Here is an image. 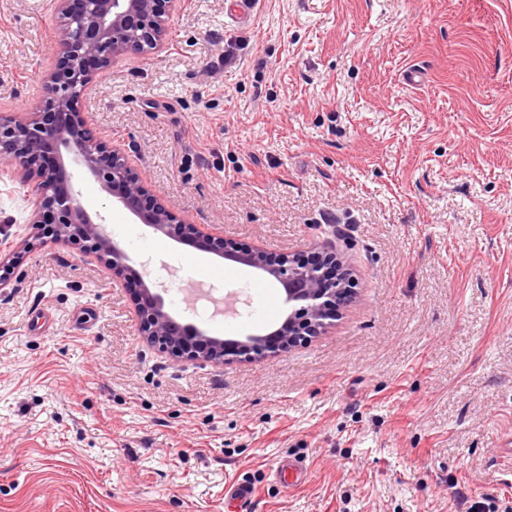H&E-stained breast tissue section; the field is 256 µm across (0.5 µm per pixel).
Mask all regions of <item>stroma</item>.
I'll use <instances>...</instances> for the list:
<instances>
[{"label": "stroma", "instance_id": "1", "mask_svg": "<svg viewBox=\"0 0 512 512\" xmlns=\"http://www.w3.org/2000/svg\"><path fill=\"white\" fill-rule=\"evenodd\" d=\"M57 24L53 0H0V114L40 104ZM167 29L76 111L171 211L335 253L350 298L286 352L183 364L78 246L25 255L0 291V512H227L238 483L246 512H512V0H185ZM80 189L152 279L193 278L191 247ZM28 191L0 178L15 239ZM206 281L249 291L241 320L167 308L214 336L283 299L249 270Z\"/></svg>", "mask_w": 512, "mask_h": 512}]
</instances>
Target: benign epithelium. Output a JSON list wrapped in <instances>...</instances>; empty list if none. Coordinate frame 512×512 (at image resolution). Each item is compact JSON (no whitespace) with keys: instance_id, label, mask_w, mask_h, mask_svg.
I'll return each instance as SVG.
<instances>
[{"instance_id":"obj_1","label":"benign epithelium","mask_w":512,"mask_h":512,"mask_svg":"<svg viewBox=\"0 0 512 512\" xmlns=\"http://www.w3.org/2000/svg\"><path fill=\"white\" fill-rule=\"evenodd\" d=\"M183 0H54L59 24L57 62L42 78L43 104L30 112L0 115V174L26 183L29 236L0 240V290L11 283L23 255L47 243L74 244L93 256L113 284L133 282L139 335L177 362L224 366L286 351L298 341L329 327L336 308L349 297V273L336 254L305 261L271 258L261 248L240 250L207 229L186 222L150 194L124 153L98 138L74 112L94 83L95 71L128 52L149 55L167 36L166 19ZM96 181L112 204L139 223L195 250L215 254L264 273L283 289L288 314L278 328L242 339L211 336L178 321L166 310L158 288L107 232L101 216H91L81 200L74 171Z\"/></svg>"}]
</instances>
